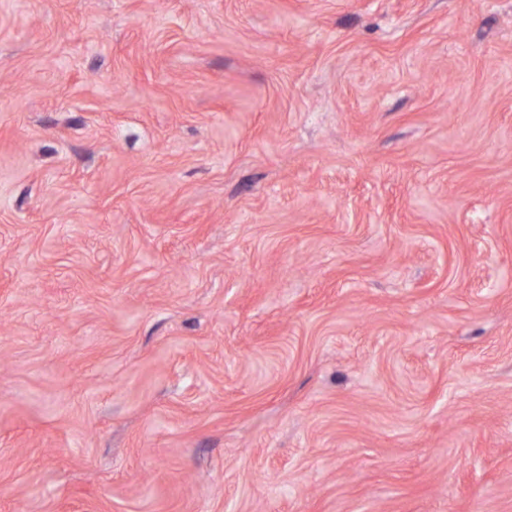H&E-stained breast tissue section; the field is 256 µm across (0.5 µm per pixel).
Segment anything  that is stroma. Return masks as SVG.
Listing matches in <instances>:
<instances>
[{
  "label": "stroma",
  "mask_w": 512,
  "mask_h": 512,
  "mask_svg": "<svg viewBox=\"0 0 512 512\" xmlns=\"http://www.w3.org/2000/svg\"><path fill=\"white\" fill-rule=\"evenodd\" d=\"M0 512H512V0H0Z\"/></svg>",
  "instance_id": "stroma-1"
}]
</instances>
